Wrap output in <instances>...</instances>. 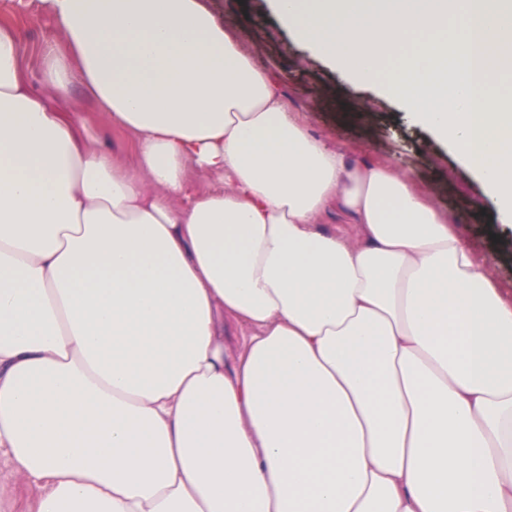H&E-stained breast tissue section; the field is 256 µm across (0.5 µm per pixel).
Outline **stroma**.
I'll return each instance as SVG.
<instances>
[{
    "label": "stroma",
    "instance_id": "1",
    "mask_svg": "<svg viewBox=\"0 0 512 512\" xmlns=\"http://www.w3.org/2000/svg\"><path fill=\"white\" fill-rule=\"evenodd\" d=\"M221 22L230 25L254 63L267 70L287 111L309 132L346 150L352 160L374 159L412 167L418 183L454 219L463 242L486 258L502 287L512 290V227L501 224L488 207H478L483 190L446 147L411 127L403 107L377 100L374 87L344 79L324 60L298 45L270 12L266 0H213ZM0 18L17 29L31 90L45 94L41 55L55 22L32 0H0ZM68 104L91 116L88 133L99 147L132 150L133 136L112 126L81 86H73ZM373 111H364L365 103Z\"/></svg>",
    "mask_w": 512,
    "mask_h": 512
}]
</instances>
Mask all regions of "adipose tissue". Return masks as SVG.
<instances>
[{"label": "adipose tissue", "mask_w": 512, "mask_h": 512, "mask_svg": "<svg viewBox=\"0 0 512 512\" xmlns=\"http://www.w3.org/2000/svg\"><path fill=\"white\" fill-rule=\"evenodd\" d=\"M40 2L49 96L0 21L29 512H512V297L413 170L312 136L206 0ZM75 84L131 160L53 106Z\"/></svg>", "instance_id": "1"}]
</instances>
